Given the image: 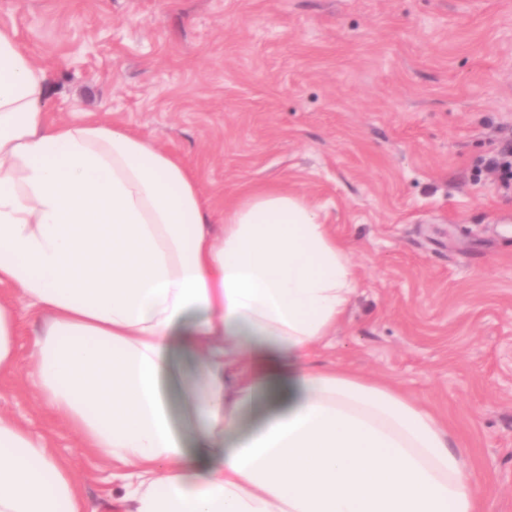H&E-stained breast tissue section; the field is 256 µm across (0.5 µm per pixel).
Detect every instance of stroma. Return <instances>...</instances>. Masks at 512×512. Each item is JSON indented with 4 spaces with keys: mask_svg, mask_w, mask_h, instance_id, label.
<instances>
[{
    "mask_svg": "<svg viewBox=\"0 0 512 512\" xmlns=\"http://www.w3.org/2000/svg\"><path fill=\"white\" fill-rule=\"evenodd\" d=\"M52 73L50 120L145 135L222 212L247 185L318 209L357 291L321 363L403 388L461 452L483 512H512V0H0ZM24 318L0 414L43 434L88 512H130L112 463L29 387ZM197 359L173 339L174 429L195 447ZM487 168L499 172L501 181L506 185L512 184L511 140L506 143V145L498 155L488 159Z\"/></svg>",
    "mask_w": 512,
    "mask_h": 512,
    "instance_id": "35a3bbf8",
    "label": "stroma"
}]
</instances>
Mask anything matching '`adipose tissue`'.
<instances>
[{
  "mask_svg": "<svg viewBox=\"0 0 512 512\" xmlns=\"http://www.w3.org/2000/svg\"><path fill=\"white\" fill-rule=\"evenodd\" d=\"M48 77L1 27L0 285L45 318L29 385L140 477L131 512H481L433 411L314 366L358 282L313 207L249 188L214 233L194 170L143 135L49 120ZM178 331L200 374L192 451L166 404ZM236 362L251 370L234 380ZM262 391L278 409L239 434ZM0 512H86L44 438L6 415Z\"/></svg>",
  "mask_w": 512,
  "mask_h": 512,
  "instance_id": "1",
  "label": "adipose tissue"
}]
</instances>
